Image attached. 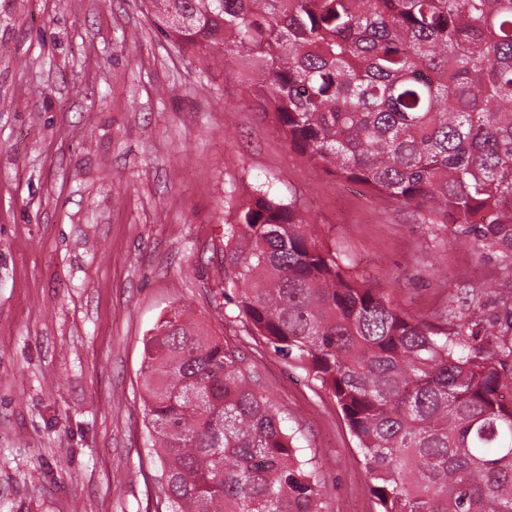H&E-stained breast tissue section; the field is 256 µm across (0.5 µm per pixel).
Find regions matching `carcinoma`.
<instances>
[{
	"label": "carcinoma",
	"instance_id": "obj_1",
	"mask_svg": "<svg viewBox=\"0 0 512 512\" xmlns=\"http://www.w3.org/2000/svg\"><path fill=\"white\" fill-rule=\"evenodd\" d=\"M218 48L288 143L337 178L502 247L512 274V0H150ZM224 295L336 400L379 512H512V311L450 296L427 322L262 187L224 225ZM168 512H321L254 364L172 309L145 344Z\"/></svg>",
	"mask_w": 512,
	"mask_h": 512
}]
</instances>
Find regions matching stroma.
Masks as SVG:
<instances>
[{
    "instance_id": "1",
    "label": "stroma",
    "mask_w": 512,
    "mask_h": 512,
    "mask_svg": "<svg viewBox=\"0 0 512 512\" xmlns=\"http://www.w3.org/2000/svg\"><path fill=\"white\" fill-rule=\"evenodd\" d=\"M247 78L165 37L148 0H0V512H166L142 363L175 307L250 357L322 512H378L339 407L224 296V226L256 187L412 315L471 291L493 320L512 298L498 247L308 162Z\"/></svg>"
}]
</instances>
